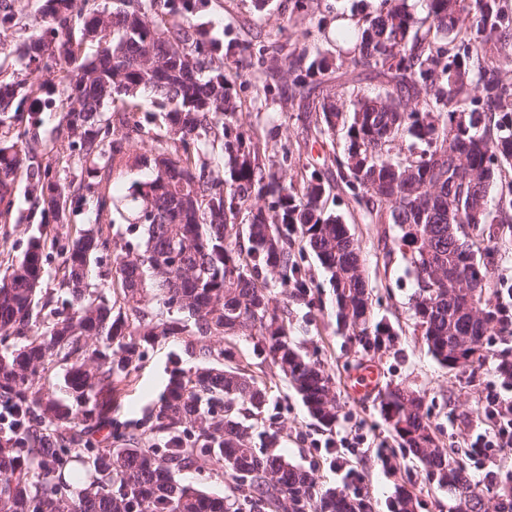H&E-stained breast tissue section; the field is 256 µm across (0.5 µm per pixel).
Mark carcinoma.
<instances>
[{
    "mask_svg": "<svg viewBox=\"0 0 512 512\" xmlns=\"http://www.w3.org/2000/svg\"><path fill=\"white\" fill-rule=\"evenodd\" d=\"M211 0H119L110 12L76 0H43L32 33L15 51L27 69L48 55L67 62L87 38L104 41L80 72L58 78L67 111L55 133L71 139L87 179L73 187L32 166L40 146L29 140L0 145V191L26 172L28 194L42 214L62 217L67 202L96 199L95 225L80 231L61 262L65 313L37 325L34 310L46 269L44 232L0 279V406L10 411L13 435L0 440V512H241L258 498L266 512H374L370 499L342 490H315L310 474L277 450L269 421L267 448L251 445V421L268 406L254 377L218 365L174 368L156 408L154 438L115 431L120 448H97L90 437L104 427L123 376L140 349L160 337L187 336L186 351L229 360L228 348L207 340L246 337L253 354L279 365L309 414L328 427L338 405L332 379L292 341L288 304L310 305L313 278L303 264L310 251L330 274L339 331L363 347L390 348L396 332L372 316L361 248L340 216L326 210L333 189L322 171L302 166L301 183L281 163L261 160L254 130L238 119L242 102L226 71L251 49L237 38L207 37L197 18ZM417 17L408 0H383L379 12L356 24L350 61L310 57L307 33L258 49L254 100L279 101L315 113L318 138L340 139L329 156L340 182L369 219L398 227V250L415 275L412 310L433 357L453 358L455 336L469 337L477 370L497 358L496 371L512 380V352L496 354L485 337L512 339V300L499 293L484 317L459 313L463 292L448 294V276L475 255L472 231L488 240L512 232V181L497 204L490 187L512 169V12L501 0H425ZM351 66L386 86L369 97L351 93L352 112L319 97V78ZM23 82L0 78V115ZM158 103L166 146L132 153L144 126L130 124L139 95ZM112 111L104 112V104ZM455 128L448 145V127ZM220 148L223 169L206 155ZM149 172L118 200L117 183L129 169ZM469 232L448 240V209ZM126 224L125 255L109 300L87 281L97 254L109 248L114 214ZM247 238L248 247L241 244ZM281 289L279 301L274 288ZM62 373L58 398L50 373ZM387 423L402 425L401 445L426 478L459 486L448 512H485L467 461L440 447L423 398L387 388ZM220 472L229 493L214 496L180 473Z\"/></svg>",
    "mask_w": 512,
    "mask_h": 512,
    "instance_id": "carcinoma-1",
    "label": "carcinoma"
}]
</instances>
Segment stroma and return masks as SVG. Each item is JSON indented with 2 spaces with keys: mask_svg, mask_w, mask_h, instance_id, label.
<instances>
[{
  "mask_svg": "<svg viewBox=\"0 0 512 512\" xmlns=\"http://www.w3.org/2000/svg\"><path fill=\"white\" fill-rule=\"evenodd\" d=\"M379 6L380 0H271L259 12L251 0H211L198 22L208 36L225 41L258 38L267 44L304 31L312 53L332 54L336 41L329 32L337 19L361 17ZM236 70L243 78L237 87L243 102L242 120L257 129L267 147L266 162H279L282 152L288 150L301 163L320 165L331 145L314 139L305 113L282 111L279 104L271 101L253 104V92L245 86L252 70L243 62L237 64ZM14 105L23 115L33 117L41 133L47 135L54 179L80 182L85 168L68 138L50 135L65 109L58 88L51 86L37 96L15 99ZM327 206L342 216L357 239L364 274L373 290L374 312L389 318L397 337L389 349L374 352L363 350L338 333L329 276L313 255H306L305 265L314 275L316 288L312 306L290 307L297 323L295 341L312 360L324 365L333 379L339 404L335 422L326 427L313 419L275 364L255 358L251 341L240 338L235 342L234 365L245 368L267 389L269 413L280 429L278 446L282 454L309 472L317 488L337 487L349 494L370 496L375 512H390L395 493L401 488L412 493L416 512H448L447 491L432 487L423 467L401 447L399 437L381 414L379 397L360 400L349 393V373L359 362L372 361L381 371V386L397 385L423 397L440 446L468 455L475 484H482L490 470L494 471L497 484L512 481V448L496 451L486 465L469 455L476 435L492 428L482 416L484 395L492 389L503 398L512 399V384L499 377L489 363L473 374L442 367L415 326L409 303L412 279L406 272V261L394 248L396 227L363 220L351 196L340 189L333 190ZM95 209L94 200L89 198L81 206H67L63 219L50 221L44 289L57 288L60 254L81 229L91 225ZM177 362L188 368L201 365L202 360L187 356L183 340L177 338L161 339L148 346L112 406L111 428L148 433L155 420V405ZM344 436L349 437L350 446L333 454L326 452V443Z\"/></svg>",
  "mask_w": 512,
  "mask_h": 512,
  "instance_id": "35a3bbf8",
  "label": "stroma"
}]
</instances>
